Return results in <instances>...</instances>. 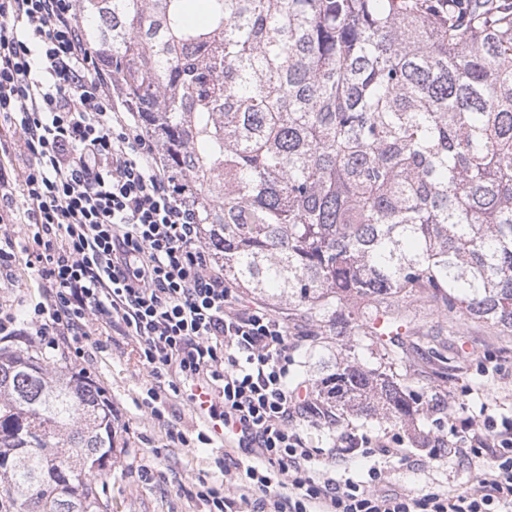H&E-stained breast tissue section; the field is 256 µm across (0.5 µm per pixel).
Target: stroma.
<instances>
[{
    "label": "stroma",
    "instance_id": "1",
    "mask_svg": "<svg viewBox=\"0 0 512 512\" xmlns=\"http://www.w3.org/2000/svg\"><path fill=\"white\" fill-rule=\"evenodd\" d=\"M12 284L0 288V309L17 314L33 311L42 300V290L23 259L11 265ZM288 328L292 359L290 374L308 393H315L320 373L334 368L344 353L330 336L313 342V326L288 314L287 306L274 307ZM424 329L443 346L445 362H427L408 377L412 386L434 387L438 396H452L450 407L411 422L382 420L372 415L348 412L341 415L340 429L326 425L307 427L309 443L315 448L332 446L340 434L357 432L368 436L398 437L408 459L366 458L360 449L348 448L338 457L337 473L367 480L371 466L381 465L393 488L410 493L428 489L465 491L479 461L463 446V435L449 436L448 450L439 460H430L423 446L425 436L439 433L449 423H461L491 409L497 418L512 419V335L496 336L483 326L465 321L460 333L448 335L444 313L418 309ZM44 364L52 371L64 369L89 378L112 404V468L106 479L105 495L112 512H208L197 493L201 482L218 486L224 481V450L197 442L204 425L192 407L168 395L161 417L151 416L143 400L151 385L131 340L116 335L92 334L85 344L84 358L77 359L66 346L43 350ZM193 436L190 446L171 441L169 424Z\"/></svg>",
    "mask_w": 512,
    "mask_h": 512
}]
</instances>
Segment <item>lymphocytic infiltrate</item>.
I'll list each match as a JSON object with an SVG mask.
<instances>
[{"mask_svg": "<svg viewBox=\"0 0 512 512\" xmlns=\"http://www.w3.org/2000/svg\"><path fill=\"white\" fill-rule=\"evenodd\" d=\"M0 243L38 280L35 334L83 356L89 323L134 341L151 399L213 401L241 427L230 492L203 486L215 512H512V420L464 423L483 464L465 492L413 495L332 474L335 449L311 448L299 420L320 406L289 379L285 323L235 303L198 216L172 179L142 113L84 38L77 0H0Z\"/></svg>", "mask_w": 512, "mask_h": 512, "instance_id": "f902f5d3", "label": "lymphocytic infiltrate"}]
</instances>
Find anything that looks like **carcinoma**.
I'll list each match as a JSON object with an SVG mask.
<instances>
[{
  "label": "carcinoma",
  "mask_w": 512,
  "mask_h": 512,
  "mask_svg": "<svg viewBox=\"0 0 512 512\" xmlns=\"http://www.w3.org/2000/svg\"><path fill=\"white\" fill-rule=\"evenodd\" d=\"M78 0L224 280L344 344L330 408H437L397 370L422 301L512 334V3ZM112 413L80 375L0 351V512H108Z\"/></svg>",
  "instance_id": "cac0c4a2"
}]
</instances>
